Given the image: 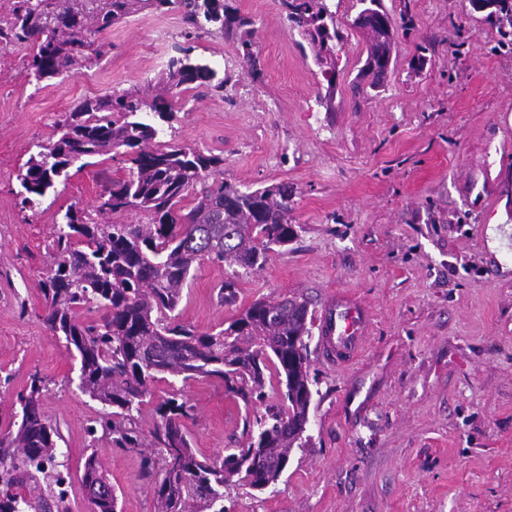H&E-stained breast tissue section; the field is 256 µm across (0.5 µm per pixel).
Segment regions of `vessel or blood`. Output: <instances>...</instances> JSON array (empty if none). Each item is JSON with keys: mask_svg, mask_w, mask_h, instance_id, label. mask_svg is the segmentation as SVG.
<instances>
[{"mask_svg": "<svg viewBox=\"0 0 512 512\" xmlns=\"http://www.w3.org/2000/svg\"><path fill=\"white\" fill-rule=\"evenodd\" d=\"M369 327L367 315L358 313L354 300L329 298L319 320V348L330 366L351 362L362 350Z\"/></svg>", "mask_w": 512, "mask_h": 512, "instance_id": "vessel-or-blood-1", "label": "vessel or blood"}]
</instances>
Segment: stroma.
Instances as JSON below:
<instances>
[{"label":"stroma","instance_id":"obj_1","mask_svg":"<svg viewBox=\"0 0 512 512\" xmlns=\"http://www.w3.org/2000/svg\"><path fill=\"white\" fill-rule=\"evenodd\" d=\"M227 2L236 21L193 38L177 12L128 17L100 35L101 56L50 81L28 75L30 47L0 48V433L17 430V396L39 374L42 411L69 468V512L91 510L82 484L91 455L121 512H154L160 475L144 460L154 453L155 403L142 407V446L90 436L104 408L78 389L77 362L46 326L40 288L55 262L54 215L92 212L101 171L121 178L125 164L104 155L71 166L31 209L18 175L66 112L145 90L188 42L224 92L182 86L159 141L222 156L223 181L240 189L293 186L297 236L246 273L200 261L179 323L217 331L255 300L286 296L318 315L333 291L371 322L344 366L325 364L311 337L316 384L302 441L275 485L226 490L228 512H512V271L487 247L498 227L512 258V48L501 46L498 22L471 0H381L393 40L375 86L362 73L359 0H327L341 35L330 84L281 0ZM241 17L254 32L250 64L238 50ZM233 274L228 304L219 287ZM183 393L199 453L220 459L257 442L245 419L263 415L265 402L244 403L207 377Z\"/></svg>","mask_w":512,"mask_h":512}]
</instances>
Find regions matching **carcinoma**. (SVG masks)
Segmentation results:
<instances>
[{
  "mask_svg": "<svg viewBox=\"0 0 512 512\" xmlns=\"http://www.w3.org/2000/svg\"><path fill=\"white\" fill-rule=\"evenodd\" d=\"M290 26L319 51L340 39L325 0H282ZM177 11L195 31L230 20L224 0H14L0 20V46L29 44L27 69L49 81L101 55L93 37L141 11ZM371 33L368 57H390L388 23L365 25ZM183 47L155 85L150 111L135 92L89 98L65 114L55 139L40 146L19 174L23 203L39 204L56 178L77 160L125 148L127 176L106 181L94 221L69 208L55 219L56 269L41 283L47 303L44 321L79 360V387L110 408L88 427L102 429L119 447L140 446L138 416L154 385L168 374L186 382L213 377L247 402L269 399L267 416L255 419L257 445L235 448L211 459L192 447L185 421L194 408L171 389L157 404L153 431L161 479L154 489L155 512H225L224 489L275 484L302 439L312 400L307 363L309 307L296 298L257 300L228 326L199 332L176 323L184 284L196 262L206 258L244 270L260 268L275 246L295 236L291 213L295 192L286 183L243 191L225 182L207 184L224 158L179 144H159L156 119L172 114L171 99L186 84L224 93V79ZM196 194V205L181 213V201ZM145 213L147 224H124L117 214ZM96 314L90 322L79 312ZM274 366L277 382L264 371ZM45 380L38 374L18 399L31 408L17 432L0 436V512H68L59 468L58 429L41 410ZM94 456L84 464L83 483L94 512H117L112 484L102 483Z\"/></svg>",
  "mask_w": 512,
  "mask_h": 512,
  "instance_id": "carcinoma-1",
  "label": "carcinoma"
}]
</instances>
